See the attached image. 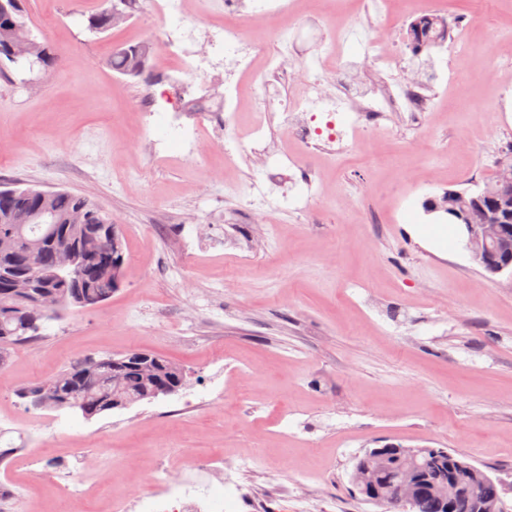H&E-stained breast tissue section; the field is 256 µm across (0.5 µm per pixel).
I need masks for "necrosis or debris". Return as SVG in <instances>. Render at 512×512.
<instances>
[{
    "label": "necrosis or debris",
    "mask_w": 512,
    "mask_h": 512,
    "mask_svg": "<svg viewBox=\"0 0 512 512\" xmlns=\"http://www.w3.org/2000/svg\"><path fill=\"white\" fill-rule=\"evenodd\" d=\"M187 0H156L165 18L164 28L157 39L162 58L172 59L175 68L204 73L220 68L224 71V114L220 129L231 127L238 115V90L242 76L263 62L265 76L255 80L252 101L262 119L254 124L248 142L224 138L226 158L242 152L262 157L272 163V170L255 180L248 191L246 204L257 215L283 207L305 212L310 200L319 191L318 184L303 172L300 158L275 148L267 126L271 123L288 127L301 140L324 136L343 138L369 129L394 112H431L436 99L421 94L418 76L409 75L407 56L394 45L393 26L388 17L392 0H369L366 13L352 18L342 33H327L320 40L312 62L295 71L296 81L305 86L298 100L282 95L274 73L285 67L283 55L272 52L271 44H287L288 30L268 29L266 40L254 39L253 29L266 27L268 20L288 14L293 0H262L259 11L242 14L234 26L213 25L197 31L189 23ZM352 43L360 51L350 56L340 52L338 42ZM335 57L336 74L341 81L329 85L322 61ZM383 75L381 84L372 86L362 78L364 69ZM298 171L296 180L284 181L283 170ZM246 460L226 466L220 462L189 465L181 470L178 481L160 478L161 490L142 502V512H211L214 496L221 486L232 485Z\"/></svg>",
    "instance_id": "1"
}]
</instances>
